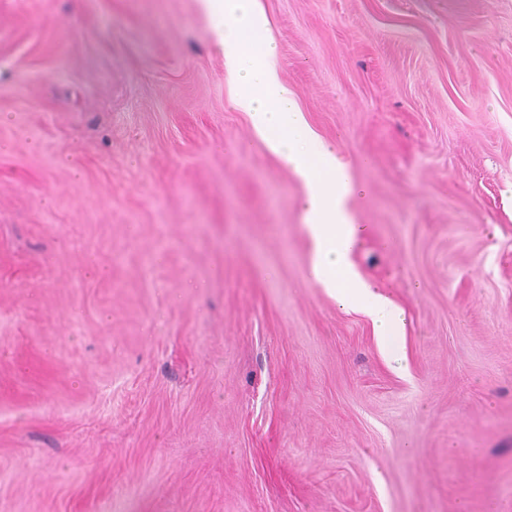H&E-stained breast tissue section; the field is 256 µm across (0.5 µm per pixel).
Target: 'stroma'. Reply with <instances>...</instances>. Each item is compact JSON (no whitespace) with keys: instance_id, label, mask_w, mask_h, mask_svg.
Returning <instances> with one entry per match:
<instances>
[{"instance_id":"obj_1","label":"stroma","mask_w":512,"mask_h":512,"mask_svg":"<svg viewBox=\"0 0 512 512\" xmlns=\"http://www.w3.org/2000/svg\"><path fill=\"white\" fill-rule=\"evenodd\" d=\"M403 360L200 0H0V512H512V0H256Z\"/></svg>"}]
</instances>
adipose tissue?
<instances>
[{"label":"adipose tissue","mask_w":512,"mask_h":512,"mask_svg":"<svg viewBox=\"0 0 512 512\" xmlns=\"http://www.w3.org/2000/svg\"><path fill=\"white\" fill-rule=\"evenodd\" d=\"M253 0H202L215 23L225 70L235 88L233 104L246 112L268 151L303 183V228L312 245L309 271L340 307H358L374 322L391 358L400 354L404 313L354 269L351 255L368 232L349 207L358 190L348 161L310 126L278 73L275 44L265 35Z\"/></svg>","instance_id":"adipose-tissue-1"}]
</instances>
